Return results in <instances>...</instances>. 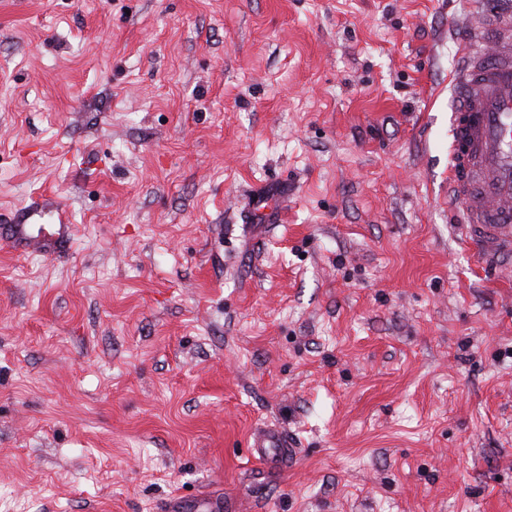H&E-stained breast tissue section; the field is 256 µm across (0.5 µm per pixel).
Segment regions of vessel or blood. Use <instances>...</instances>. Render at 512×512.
I'll use <instances>...</instances> for the list:
<instances>
[{
    "label": "vessel or blood",
    "mask_w": 512,
    "mask_h": 512,
    "mask_svg": "<svg viewBox=\"0 0 512 512\" xmlns=\"http://www.w3.org/2000/svg\"><path fill=\"white\" fill-rule=\"evenodd\" d=\"M477 18L462 46L453 114L450 205L480 259L512 267V8L491 11L470 0ZM18 245L49 247L56 234L28 235L25 224L8 227ZM255 459L287 466L293 448L282 432L264 427L251 436Z\"/></svg>",
    "instance_id": "vessel-or-blood-1"
}]
</instances>
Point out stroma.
Returning <instances> with one entry per match:
<instances>
[{"instance_id":"stroma-1","label":"stroma","mask_w":512,"mask_h":512,"mask_svg":"<svg viewBox=\"0 0 512 512\" xmlns=\"http://www.w3.org/2000/svg\"><path fill=\"white\" fill-rule=\"evenodd\" d=\"M467 12L0 0V225L69 227L0 242V512H512V275L448 203ZM35 215V211H28L20 215V220L17 221L19 224H8V232L10 237L17 242V244L23 247H30L36 249H42L49 247L52 242L55 243L59 238L58 235L53 233H41L38 236H30L26 232L25 222ZM293 444L282 432L270 428H258L251 436L249 448L252 455L258 461L276 462L281 467L287 468L288 462L293 457Z\"/></svg>"}]
</instances>
